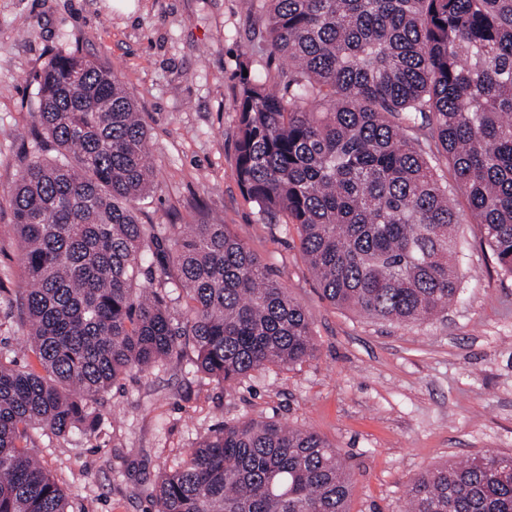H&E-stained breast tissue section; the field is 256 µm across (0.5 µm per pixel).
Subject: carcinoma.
I'll return each instance as SVG.
<instances>
[{
	"instance_id": "carcinoma-1",
	"label": "carcinoma",
	"mask_w": 512,
	"mask_h": 512,
	"mask_svg": "<svg viewBox=\"0 0 512 512\" xmlns=\"http://www.w3.org/2000/svg\"><path fill=\"white\" fill-rule=\"evenodd\" d=\"M279 82L240 77L235 162L246 198L297 225L323 296L417 323L459 294V189L512 274V0H261ZM36 119L51 160L10 202L27 287L20 366L0 352V512H71L22 443L94 430L127 373L180 360L221 383L314 356L310 319L224 224H144L147 130L104 64L59 54ZM446 160L453 183L434 159ZM158 276L139 283V264ZM350 474L319 434L242 418L161 475L156 512H349ZM406 512H512V456L410 481Z\"/></svg>"
}]
</instances>
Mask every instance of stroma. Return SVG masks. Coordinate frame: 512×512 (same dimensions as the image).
Instances as JSON below:
<instances>
[{
    "instance_id": "stroma-1",
    "label": "stroma",
    "mask_w": 512,
    "mask_h": 512,
    "mask_svg": "<svg viewBox=\"0 0 512 512\" xmlns=\"http://www.w3.org/2000/svg\"><path fill=\"white\" fill-rule=\"evenodd\" d=\"M249 0H0V352L22 353L11 301L25 280L7 193L44 138L28 103L45 65L78 52L123 81L148 131L156 185L140 220L224 224L303 306L313 359L224 386L190 361L128 373L91 434L34 432L27 443L72 512H155L163 472L220 424L243 417L318 433L352 475L350 512H404L409 480L446 462L512 455V275L462 194V293L444 316L401 324L321 295L296 226L262 216L239 185L240 69L278 77Z\"/></svg>"
}]
</instances>
